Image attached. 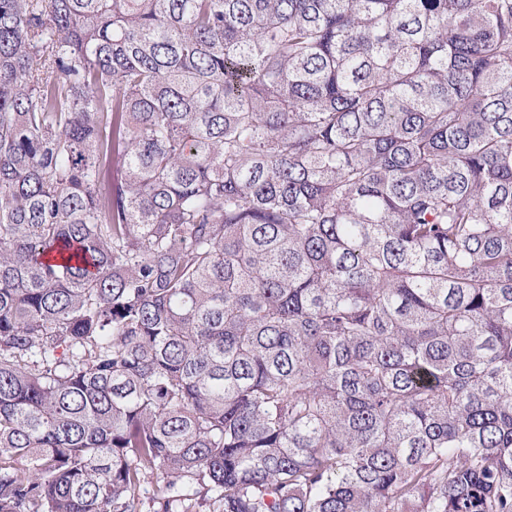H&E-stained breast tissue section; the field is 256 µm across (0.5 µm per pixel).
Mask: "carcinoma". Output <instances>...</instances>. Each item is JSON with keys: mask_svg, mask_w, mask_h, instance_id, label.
Segmentation results:
<instances>
[{"mask_svg": "<svg viewBox=\"0 0 512 512\" xmlns=\"http://www.w3.org/2000/svg\"><path fill=\"white\" fill-rule=\"evenodd\" d=\"M512 512V0H0V512Z\"/></svg>", "mask_w": 512, "mask_h": 512, "instance_id": "obj_1", "label": "carcinoma"}]
</instances>
